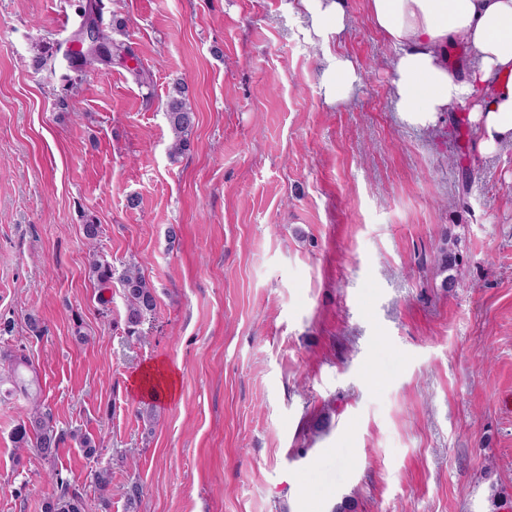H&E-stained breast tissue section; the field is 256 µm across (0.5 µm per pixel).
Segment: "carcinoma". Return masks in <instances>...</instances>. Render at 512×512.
<instances>
[{
	"instance_id": "cac0c4a2",
	"label": "carcinoma",
	"mask_w": 512,
	"mask_h": 512,
	"mask_svg": "<svg viewBox=\"0 0 512 512\" xmlns=\"http://www.w3.org/2000/svg\"><path fill=\"white\" fill-rule=\"evenodd\" d=\"M77 8L79 16L83 18L95 16L92 24L102 22V0L81 2ZM97 34L102 43L107 46L108 53L102 55L85 48L66 52L64 60L73 71L88 72L100 65L110 64L116 58L124 60L131 55L129 47L112 42V37L103 30H97ZM59 51L60 47L47 42L39 45L38 53L34 57V66L38 69H55ZM164 112L174 132L170 156L175 158L188 149L189 135L195 125L194 108L187 98V89L183 83L177 82L173 85L165 101ZM457 262V239L445 233L442 235L434 257L435 267L443 275L442 287L448 289L457 286L458 281L452 274ZM89 274L103 288L110 285L113 278H118L126 306L127 334L145 335L144 324L153 318L156 297L154 288L142 275L139 266L130 264L117 274L112 269V265L99 252L94 251L89 261ZM5 360L8 362L7 380L17 385V391L24 395L30 404L25 417L14 429L15 443L20 448H34L43 457L51 458L64 441V433L58 431L53 423L52 414L45 407L40 390L26 386L28 382L32 384L37 381V372L23 353H9L5 355ZM51 481L55 491L52 499L46 504L45 512H90V506L85 498L61 474H53Z\"/></svg>"
}]
</instances>
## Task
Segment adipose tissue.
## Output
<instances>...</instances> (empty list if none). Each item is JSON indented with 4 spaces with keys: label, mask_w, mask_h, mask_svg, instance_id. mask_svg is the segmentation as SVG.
<instances>
[{
    "label": "adipose tissue",
    "mask_w": 512,
    "mask_h": 512,
    "mask_svg": "<svg viewBox=\"0 0 512 512\" xmlns=\"http://www.w3.org/2000/svg\"><path fill=\"white\" fill-rule=\"evenodd\" d=\"M313 34L342 35L343 0H300ZM375 27L395 52L392 99L414 126H436L451 105L475 100L470 119L482 151L512 147V0H366ZM469 58L456 71L448 49Z\"/></svg>",
    "instance_id": "1"
}]
</instances>
